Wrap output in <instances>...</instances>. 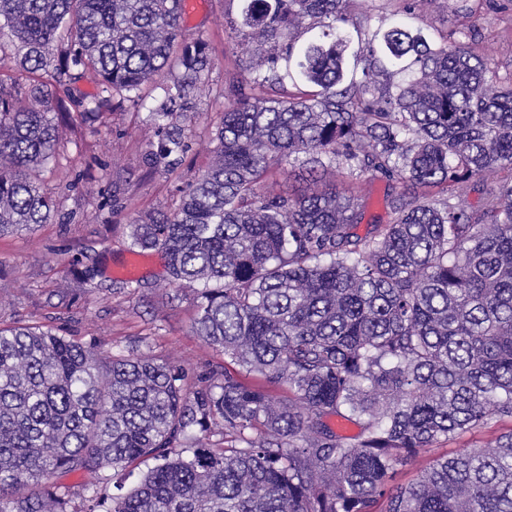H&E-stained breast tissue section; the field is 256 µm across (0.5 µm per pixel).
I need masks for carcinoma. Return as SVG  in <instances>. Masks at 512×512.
<instances>
[{
    "label": "carcinoma",
    "mask_w": 512,
    "mask_h": 512,
    "mask_svg": "<svg viewBox=\"0 0 512 512\" xmlns=\"http://www.w3.org/2000/svg\"><path fill=\"white\" fill-rule=\"evenodd\" d=\"M182 2L0 0V235L58 211L37 172L74 115L96 133L146 107L144 164L182 163L179 117L212 69L206 39L179 41ZM237 2L248 59L212 160L127 248L165 255L197 290L196 335L262 384L0 327V512H512V430L397 482L439 440L512 419V72L411 28L417 0ZM292 160L312 188L277 193ZM330 171L413 191L360 236L366 201L319 186Z\"/></svg>",
    "instance_id": "carcinoma-1"
}]
</instances>
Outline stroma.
I'll return each mask as SVG.
<instances>
[{"label":"stroma","mask_w":512,"mask_h":512,"mask_svg":"<svg viewBox=\"0 0 512 512\" xmlns=\"http://www.w3.org/2000/svg\"><path fill=\"white\" fill-rule=\"evenodd\" d=\"M235 0H193L182 14V35L191 40L205 36L211 47L213 68L197 100V110L187 123L193 131L191 148L177 169L149 170L145 152L158 141L143 129V113L134 108L116 113L111 127L90 134L82 127L67 128L66 152L58 164L41 169L38 177L49 195L62 202L65 223L40 225L34 232L0 237V326L46 325L59 334L95 344L115 354L136 350L183 368L189 375L224 370L221 349L207 344L192 329L196 294L192 289L168 285L165 261L148 251L135 259L136 288L113 289L124 278L130 259L127 225L147 211L165 210L178 197V189L191 175L204 169L212 145L205 132L224 109V76L245 59L244 44L226 25L236 14ZM419 27L424 33L442 35L466 27L489 67L512 71V0H426ZM124 189L125 205L112 212L107 201L113 184ZM403 181L366 179L361 194L370 219L388 223L392 215L385 198L408 190ZM102 264L101 286L82 288L75 269ZM512 429V419L461 434L421 451L413 468L399 475V482L414 478L435 457L452 455L493 443Z\"/></svg>","instance_id":"35a3bbf8"}]
</instances>
